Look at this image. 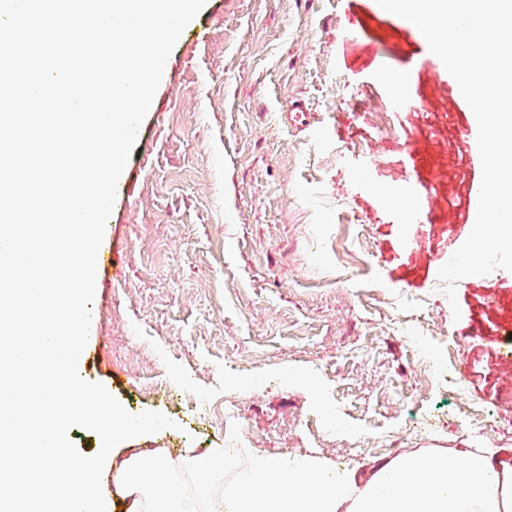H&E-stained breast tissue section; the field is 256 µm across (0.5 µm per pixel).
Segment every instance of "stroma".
Returning <instances> with one entry per match:
<instances>
[{"instance_id":"obj_1","label":"stroma","mask_w":512,"mask_h":512,"mask_svg":"<svg viewBox=\"0 0 512 512\" xmlns=\"http://www.w3.org/2000/svg\"><path fill=\"white\" fill-rule=\"evenodd\" d=\"M387 68L406 72L404 95ZM297 99L306 120L288 114ZM477 133L426 40L376 0H207L167 60L99 248L110 263L82 377L174 422L132 447H223V418L189 411L204 392L237 404L254 454L361 471L481 443L512 459V420L476 428L512 387V273L460 280L455 321L438 282L472 230ZM403 179L421 221L380 197ZM378 433L398 448L373 446Z\"/></svg>"}]
</instances>
